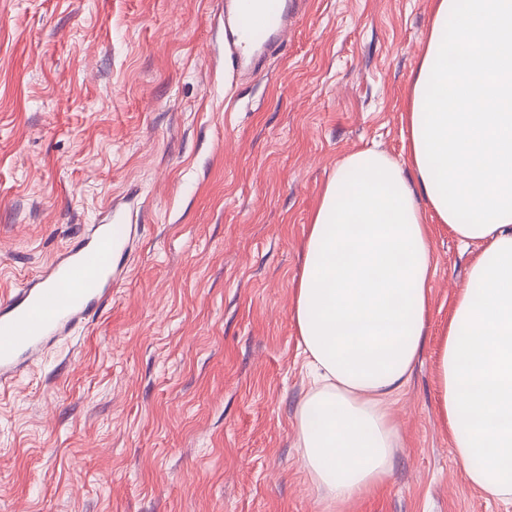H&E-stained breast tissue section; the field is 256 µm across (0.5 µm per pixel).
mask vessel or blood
<instances>
[{"instance_id": "b4317fda", "label": "vessel or blood", "mask_w": 512, "mask_h": 512, "mask_svg": "<svg viewBox=\"0 0 512 512\" xmlns=\"http://www.w3.org/2000/svg\"><path fill=\"white\" fill-rule=\"evenodd\" d=\"M301 0H240L243 41L231 54L242 59L276 51ZM132 227L122 223L94 225L78 245L57 256L41 277L0 299V385L11 382L23 366L84 324L111 299L118 277L112 259L129 247Z\"/></svg>"}]
</instances>
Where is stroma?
Here are the masks:
<instances>
[{"instance_id":"obj_1","label":"stroma","mask_w":512,"mask_h":512,"mask_svg":"<svg viewBox=\"0 0 512 512\" xmlns=\"http://www.w3.org/2000/svg\"><path fill=\"white\" fill-rule=\"evenodd\" d=\"M432 9L307 0L282 50L231 72L226 0H0V294L111 207L135 227L111 301L0 386V512H512L470 484L439 408L476 250L442 224L384 489L336 507L297 448L308 224L350 153L406 162Z\"/></svg>"}]
</instances>
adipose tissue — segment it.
Segmentation results:
<instances>
[{
	"label": "adipose tissue",
	"instance_id": "1",
	"mask_svg": "<svg viewBox=\"0 0 512 512\" xmlns=\"http://www.w3.org/2000/svg\"><path fill=\"white\" fill-rule=\"evenodd\" d=\"M405 142L404 165L346 156L312 217L293 310L312 380L303 465L341 505L389 478L388 407L425 345L437 222L481 246L444 333L441 412L469 481L512 500V0H435Z\"/></svg>",
	"mask_w": 512,
	"mask_h": 512
}]
</instances>
